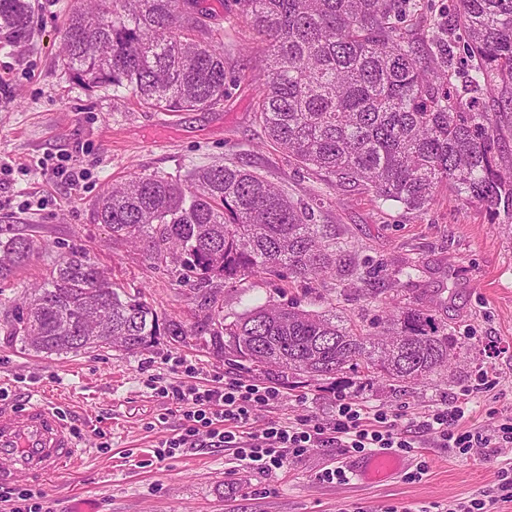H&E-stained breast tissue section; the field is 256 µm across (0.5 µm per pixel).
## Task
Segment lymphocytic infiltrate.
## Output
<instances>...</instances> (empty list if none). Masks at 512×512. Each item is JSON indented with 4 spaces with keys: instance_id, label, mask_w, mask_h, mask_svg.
<instances>
[{
    "instance_id": "obj_1",
    "label": "lymphocytic infiltrate",
    "mask_w": 512,
    "mask_h": 512,
    "mask_svg": "<svg viewBox=\"0 0 512 512\" xmlns=\"http://www.w3.org/2000/svg\"><path fill=\"white\" fill-rule=\"evenodd\" d=\"M156 393L174 405L184 419L180 430L157 450L160 461L174 457L179 449L207 445L236 449L239 460L260 472L274 473L288 460L327 444L342 448L350 456L381 450L410 453L420 447L422 436L429 435L439 447L474 451L479 458L496 464L498 481L480 495L425 506L420 512H492L495 504L512 502V464L497 461L500 444H512V417L479 432L462 430L460 422L468 404L464 398L407 418L341 393L331 421L305 412L292 420L257 427L253 424L255 408L281 400L280 386L246 384L231 378L223 385L207 388L189 381L160 385Z\"/></svg>"
}]
</instances>
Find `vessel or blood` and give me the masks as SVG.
Masks as SVG:
<instances>
[{
  "label": "vessel or blood",
  "instance_id": "vessel-or-blood-1",
  "mask_svg": "<svg viewBox=\"0 0 512 512\" xmlns=\"http://www.w3.org/2000/svg\"><path fill=\"white\" fill-rule=\"evenodd\" d=\"M83 450L54 408L35 401L15 411L0 406V486L18 478L62 474L81 460ZM402 469L399 457L383 451L352 463L363 480H388Z\"/></svg>",
  "mask_w": 512,
  "mask_h": 512
}]
</instances>
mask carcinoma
Segmentation results:
<instances>
[{
    "label": "carcinoma",
    "mask_w": 512,
    "mask_h": 512,
    "mask_svg": "<svg viewBox=\"0 0 512 512\" xmlns=\"http://www.w3.org/2000/svg\"><path fill=\"white\" fill-rule=\"evenodd\" d=\"M61 30V70L83 88L130 93L160 112L211 110L224 101V33L200 0H71ZM268 79L253 112L269 141L336 185L361 183L382 201L422 211L442 191L512 216V171L500 164L501 126L512 123V0H448V31L466 36L458 74L452 42L423 48L403 29L410 0H236ZM31 0H0V47L31 38ZM96 220L112 237L144 244L153 261L179 264L204 306L192 328L160 321L85 252L70 251L17 307L10 335L47 355L157 336L205 345L259 372L310 380L346 369L368 380L411 383L448 369V325L405 307L362 329L333 311L258 305L228 319L215 281L233 288L282 273L366 285L376 270L352 259L357 245L328 236L311 208L241 165L213 164L184 177L135 176L104 189ZM38 252L29 236L0 238V282Z\"/></svg>",
    "instance_id": "obj_1"
}]
</instances>
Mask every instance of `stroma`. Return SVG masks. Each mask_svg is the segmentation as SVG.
Here are the masks:
<instances>
[{"mask_svg": "<svg viewBox=\"0 0 512 512\" xmlns=\"http://www.w3.org/2000/svg\"><path fill=\"white\" fill-rule=\"evenodd\" d=\"M204 3L211 26L227 34L224 67L237 79L210 110L150 112L130 96L87 91L66 80L59 54L67 0H35L31 42L0 48V236L27 234L40 245L29 265L0 286V391L15 405L25 394L39 395L64 412L89 450L63 474L22 478L18 487L37 493L49 512H384L391 505L417 510L477 495L495 483L494 467L436 447L428 435L410 457L428 465L416 482H318L316 473L343 458L333 445L312 449L273 474L244 466L235 449L224 447L188 448L158 461V446L183 418L153 393L152 382L185 380L189 367L195 383L205 386L227 378L267 383L270 375L224 361L192 337L178 343L159 336L134 353L109 348L51 357L10 337L17 303L71 250L86 251L113 281L141 292L160 319L196 326L201 301L177 269L154 264L144 246L111 238L95 219L97 201L104 188L136 173L183 176L234 161L313 204L316 223L327 225L337 241L358 243L356 263L383 271L373 302L340 279L250 278L220 288L226 315L294 302L368 324L396 295L409 306L430 305L453 343L443 375L402 386L350 372L292 382L282 402L257 410V424L306 410L330 419L341 390L389 412L417 413L455 401L469 386L474 392L465 429L512 417V229L478 203L442 195L427 209L410 211L376 200L363 187L336 188L298 168L267 142L252 111L248 86L264 74L249 51L252 33L238 5ZM66 152L89 173L80 186L42 173ZM482 370L495 373V386L477 388Z\"/></svg>", "mask_w": 512, "mask_h": 512, "instance_id": "35a3bbf8", "label": "stroma"}]
</instances>
